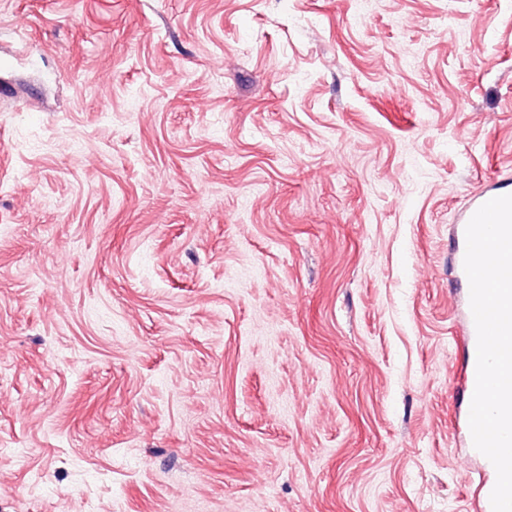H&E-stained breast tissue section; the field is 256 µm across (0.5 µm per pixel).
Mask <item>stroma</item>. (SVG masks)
Returning <instances> with one entry per match:
<instances>
[{
  "instance_id": "obj_1",
  "label": "stroma",
  "mask_w": 512,
  "mask_h": 512,
  "mask_svg": "<svg viewBox=\"0 0 512 512\" xmlns=\"http://www.w3.org/2000/svg\"><path fill=\"white\" fill-rule=\"evenodd\" d=\"M496 183L512 0H0V512H479ZM512 194L506 191H498V189H489L486 190L478 195L475 196V199L471 206L468 208V210L464 213L462 216L460 222H459V229L457 234V248L459 251V261H460V267L463 273V277L466 283L468 290V299H467V309H466V319L464 322L466 339L468 341V370H467V383L469 387V403L467 406V434H466V444L468 448H471L472 451L478 455L485 463L486 467L490 470L492 474V479L490 482L487 481H481L478 491H479V497H478V505L479 509L482 510V512H492V506L490 501V495L491 492L496 484V470L493 466V464L482 454L480 453L473 444V439L470 431L469 426V412H470V403L471 399L475 390L476 386V361H477V332L476 327L473 319V315L470 308V286L468 277L465 273L464 269V258H465V251H466V227L472 218V216L475 214V212L486 202L489 200L502 196Z\"/></svg>"
}]
</instances>
